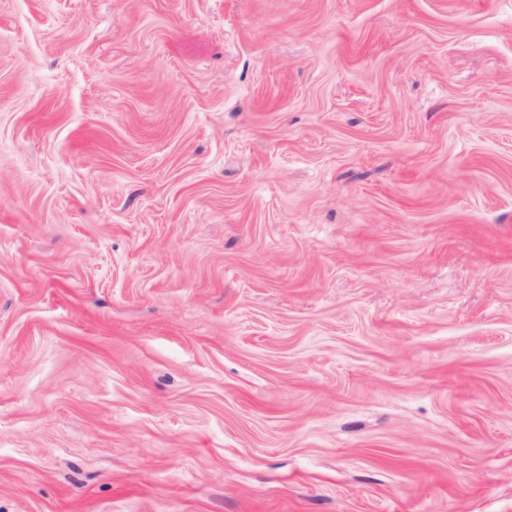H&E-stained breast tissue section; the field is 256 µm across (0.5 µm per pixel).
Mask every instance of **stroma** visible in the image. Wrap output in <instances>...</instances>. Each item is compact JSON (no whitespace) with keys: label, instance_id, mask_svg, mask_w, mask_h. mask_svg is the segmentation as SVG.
I'll use <instances>...</instances> for the list:
<instances>
[{"label":"stroma","instance_id":"obj_1","mask_svg":"<svg viewBox=\"0 0 512 512\" xmlns=\"http://www.w3.org/2000/svg\"><path fill=\"white\" fill-rule=\"evenodd\" d=\"M0 512H512V0H0Z\"/></svg>","mask_w":512,"mask_h":512}]
</instances>
